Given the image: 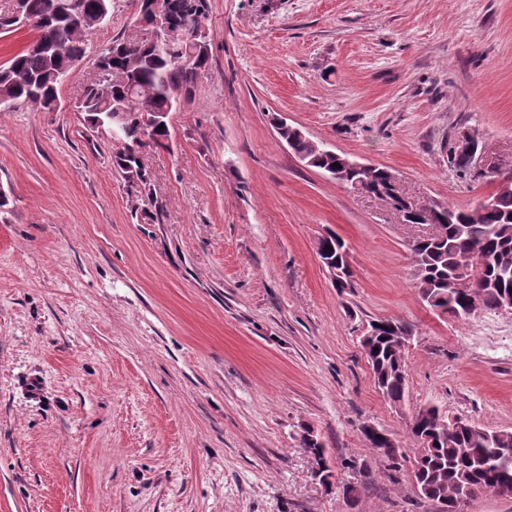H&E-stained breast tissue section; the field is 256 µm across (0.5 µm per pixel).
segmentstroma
Wrapping results in <instances>:
<instances>
[{"instance_id":"35a3bbf8","label":"stroma","mask_w":512,"mask_h":512,"mask_svg":"<svg viewBox=\"0 0 512 512\" xmlns=\"http://www.w3.org/2000/svg\"><path fill=\"white\" fill-rule=\"evenodd\" d=\"M208 14L206 70L167 144L140 148L149 193L77 110L99 51L137 36L135 0L85 32L54 111L0 112V512H436L413 443L393 483L362 427L404 440L406 413L433 404L512 431V313L431 310L408 250L428 226L305 166L273 119L389 168L419 202L483 199L512 174V0H208ZM464 130L487 177L448 162ZM329 233L348 251L342 292L317 254ZM374 319L415 331L401 409L360 345ZM352 457L376 479L350 507ZM301 444L306 452L312 455L315 459L317 466L315 477L318 478L321 484L328 483V479L332 476V471L326 463L323 445L319 443L317 438L310 432L306 435H302Z\"/></svg>"}]
</instances>
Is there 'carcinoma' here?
<instances>
[{
    "instance_id": "carcinoma-1",
    "label": "carcinoma",
    "mask_w": 512,
    "mask_h": 512,
    "mask_svg": "<svg viewBox=\"0 0 512 512\" xmlns=\"http://www.w3.org/2000/svg\"><path fill=\"white\" fill-rule=\"evenodd\" d=\"M77 2L86 14L104 12L112 16V0H23L25 13L41 22L40 37L16 53L0 67V97L4 103H32L51 111L58 100L57 71L69 72L85 54L82 30L76 27L73 10L66 3ZM169 16L173 30H187L189 17L182 4L174 0ZM117 35L98 54L96 74L88 84L79 109L83 120L94 132H112L106 121L108 112H130L140 117L160 119L164 127H155L150 140L163 144L170 136L169 122L181 93L192 95L197 77L209 58L196 56L176 61L172 53L154 45H143L133 61H128ZM279 137L295 155L353 189L355 184L374 194L390 188L393 174L375 166L364 173L346 167V156L315 147L307 138L286 126H276ZM112 166L124 181L136 178L139 186L150 185V176L136 156L142 145L140 128L133 126L127 136L115 140ZM339 167H334V164ZM435 220L442 226L437 237L409 243L414 267L419 270L414 287L420 300L433 310L457 319L468 317L465 304L473 289L481 290L482 310L498 312L501 299L512 295V174L502 176L486 202L473 208L457 205L436 206ZM369 323L375 331L369 348L364 350L378 389L395 405L405 404L407 381L403 350L397 347L383 323ZM413 415L417 423L407 428L409 439L418 445L414 455L412 478L421 497L434 503L437 512H456L459 488L467 486L469 498L484 493L512 490V432L492 430L482 434L457 425L448 413L434 405H423ZM302 447L315 459V477L326 483L332 471L326 463L324 447L314 435L301 438ZM384 461L386 476L396 482L400 461L405 459L401 441L385 440L373 445ZM352 480L343 484V498L354 506L366 485L374 482L367 464L355 458L344 461Z\"/></svg>"
}]
</instances>
